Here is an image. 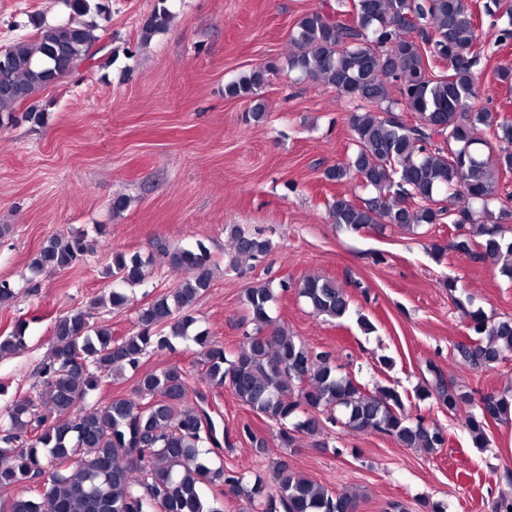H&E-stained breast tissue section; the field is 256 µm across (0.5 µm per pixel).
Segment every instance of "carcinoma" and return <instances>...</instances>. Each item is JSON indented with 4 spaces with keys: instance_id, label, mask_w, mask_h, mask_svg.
<instances>
[{
    "instance_id": "carcinoma-1",
    "label": "carcinoma",
    "mask_w": 512,
    "mask_h": 512,
    "mask_svg": "<svg viewBox=\"0 0 512 512\" xmlns=\"http://www.w3.org/2000/svg\"><path fill=\"white\" fill-rule=\"evenodd\" d=\"M66 20L35 24L32 47H0V111L32 98L70 76L97 54V25L83 20L101 5L66 0ZM173 13L158 0L140 27L147 42L166 30ZM476 17L465 0H347L333 11L323 7L304 15L291 36L295 50L288 69L302 79L336 88L356 103L348 116L355 150L344 164L325 171L329 181H359L375 195L359 202L337 196L329 204L336 227L360 232L392 224L410 232L448 222L456 234L434 240L436 255L452 249L500 266L512 279V238H505V204L499 172L512 171V120L475 105L478 77ZM268 68L258 67L229 83L230 97L258 94ZM390 112H411L415 123L400 124ZM493 139L477 136L479 127ZM228 266L255 259L270 249L268 240L240 226L229 229ZM91 251L82 234L57 233L29 264L28 289L45 269H68ZM169 264L186 271L175 287L138 311L136 331L120 339L112 329L77 309L54 323V343L38 375L42 388L18 395L0 413V512H223L218 499L203 498L202 487L242 497L259 512H348L358 496L335 494L281 462L274 489L210 466L208 455L221 446L207 410V395L172 365L139 377L133 396L90 403L102 379L137 369L150 351L171 350L175 340L199 348L203 375L212 388L229 386L238 401L277 427L282 446L296 447V434L320 429L316 413L338 410L341 424L360 432L384 434L404 448L434 452L447 438L436 424L412 419L400 393L380 387L372 394L342 375L330 355L317 353L270 315L269 282L245 290L243 305L254 331L235 357L205 330L193 332L194 307L214 275L209 249L175 247ZM110 291L90 308H120L127 290L143 285L146 262L137 254L115 252L108 268ZM312 312L341 319L350 311L347 292L332 279L307 275L295 285ZM469 329L477 335L455 345L457 356L474 370L512 355V319L494 321L477 310ZM27 322L0 335V358L24 346ZM432 383L417 397L433 398L455 414L472 406L465 419L474 443L488 445L492 423L509 420L512 399L494 392L477 399L447 382L430 367ZM48 477L39 492L36 479ZM24 487L30 495L17 497Z\"/></svg>"
}]
</instances>
